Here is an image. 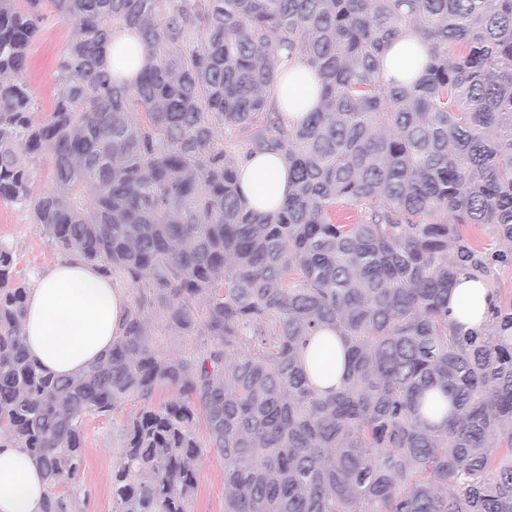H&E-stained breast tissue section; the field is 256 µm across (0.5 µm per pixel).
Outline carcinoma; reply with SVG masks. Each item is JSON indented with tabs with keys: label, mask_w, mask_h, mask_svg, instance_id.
<instances>
[{
	"label": "carcinoma",
	"mask_w": 512,
	"mask_h": 512,
	"mask_svg": "<svg viewBox=\"0 0 512 512\" xmlns=\"http://www.w3.org/2000/svg\"><path fill=\"white\" fill-rule=\"evenodd\" d=\"M47 1L76 24L41 116L24 59ZM25 3L0 0V202L136 292L112 349L56 377L26 352L27 286L0 242V433L42 469L48 512L70 505L56 487L82 468L85 418L132 399L113 512H190L206 453L224 512H512V296L482 333L448 322L457 274L512 266V0ZM404 27L428 49L408 86L382 76ZM123 29L147 46L132 83L105 60ZM293 58L322 100L296 126L270 105ZM263 150L294 178L272 215L238 184L237 159ZM157 307L193 338L177 357L152 341ZM323 327L348 357L328 391L298 356ZM431 391L451 402L441 426Z\"/></svg>",
	"instance_id": "1"
}]
</instances>
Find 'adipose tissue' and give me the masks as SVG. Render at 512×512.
Wrapping results in <instances>:
<instances>
[{
  "instance_id": "obj_1",
  "label": "adipose tissue",
  "mask_w": 512,
  "mask_h": 512,
  "mask_svg": "<svg viewBox=\"0 0 512 512\" xmlns=\"http://www.w3.org/2000/svg\"><path fill=\"white\" fill-rule=\"evenodd\" d=\"M118 78L134 80L146 47L138 32L115 34L106 49ZM427 49L414 31H403L388 46L382 74L408 85L422 76ZM292 122L305 120L319 104V78L306 63L289 64L271 101ZM239 189L246 207L260 214L276 212L293 189L282 152L263 151L241 157ZM494 290L486 276L457 275L448 290V321L462 333L482 332L489 319ZM129 298L102 271L78 257L63 256L30 285L23 319L28 355L47 372L74 376L99 361L124 330ZM301 363L320 389L339 387L346 375L344 348L337 333L320 329L300 352ZM46 479L28 453L0 444V512H45Z\"/></svg>"
}]
</instances>
